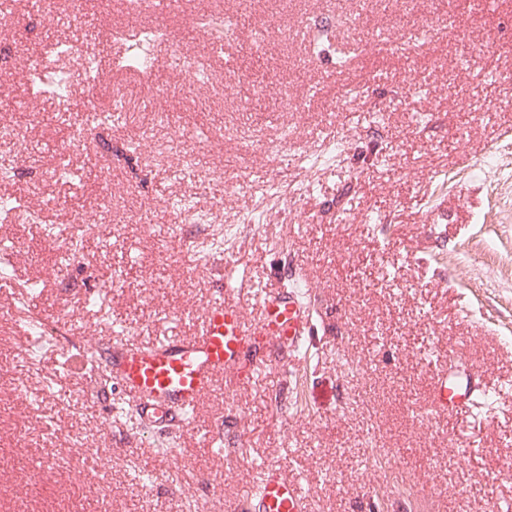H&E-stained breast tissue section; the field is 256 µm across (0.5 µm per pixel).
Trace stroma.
I'll return each mask as SVG.
<instances>
[{"mask_svg": "<svg viewBox=\"0 0 512 512\" xmlns=\"http://www.w3.org/2000/svg\"><path fill=\"white\" fill-rule=\"evenodd\" d=\"M195 16L125 0H15L0 19V512H183L242 500L284 462L310 512H512V0H198ZM220 16L222 52L197 31ZM453 18L452 34L426 30ZM359 43L340 68L303 32ZM157 30L162 81L114 62L115 30ZM84 40L92 96H32L55 40ZM205 64L188 84L173 57ZM165 96L175 111H158ZM126 110L87 122L89 106ZM79 179L56 180L60 158ZM446 177L436 186L438 177ZM208 213L193 232L164 202ZM82 240L71 253L72 240ZM40 292H30L31 282ZM307 290L299 352L267 347L219 380L174 451L116 420L119 386L65 369L73 344L197 333L225 283ZM106 296L108 314L87 307ZM37 318L45 337L19 324ZM500 390L430 415L433 372ZM106 448L101 466L73 445ZM165 484L145 483L156 466Z\"/></svg>", "mask_w": 512, "mask_h": 512, "instance_id": "stroma-1", "label": "stroma"}]
</instances>
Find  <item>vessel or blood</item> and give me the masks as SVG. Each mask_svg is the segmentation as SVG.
I'll return each mask as SVG.
<instances>
[{
	"label": "vessel or blood",
	"instance_id": "b4317fda",
	"mask_svg": "<svg viewBox=\"0 0 512 512\" xmlns=\"http://www.w3.org/2000/svg\"><path fill=\"white\" fill-rule=\"evenodd\" d=\"M309 322V312L295 291L269 293L254 317L220 296L209 303L195 336L114 346L109 362L112 379L132 397L146 424L156 428L179 425L184 412L196 409L224 374L255 372L264 346L298 348ZM470 399L468 389L450 380L445 370H438L432 397L436 413L462 411ZM244 509L308 512L309 505L300 484L281 463L272 462L263 466Z\"/></svg>",
	"mask_w": 512,
	"mask_h": 512
}]
</instances>
